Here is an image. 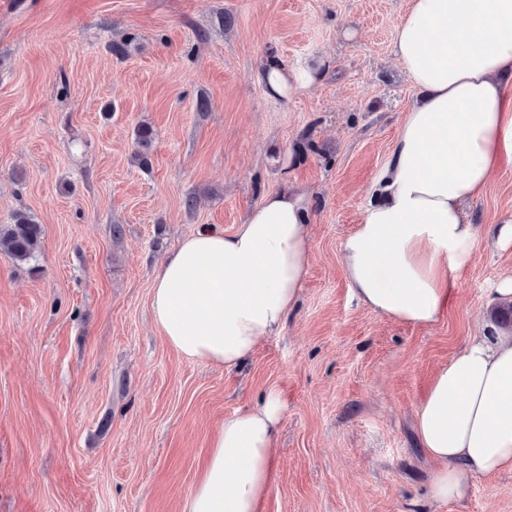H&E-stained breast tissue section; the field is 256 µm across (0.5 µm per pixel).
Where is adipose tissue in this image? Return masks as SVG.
Returning <instances> with one entry per match:
<instances>
[{
	"label": "adipose tissue",
	"instance_id": "obj_1",
	"mask_svg": "<svg viewBox=\"0 0 512 512\" xmlns=\"http://www.w3.org/2000/svg\"><path fill=\"white\" fill-rule=\"evenodd\" d=\"M392 53L424 97L404 115L372 201L342 243L357 299L378 315L430 326L448 311L455 271L475 239L468 204L512 167V0H410ZM268 94L312 86V72L268 60ZM309 200L265 195L231 233L184 239L151 291L152 321L180 355L233 368L279 333L309 267ZM278 391L226 417L183 512H258L275 482ZM435 463L434 500L462 497L481 475L512 470V336L488 326L438 370L416 410Z\"/></svg>",
	"mask_w": 512,
	"mask_h": 512
}]
</instances>
